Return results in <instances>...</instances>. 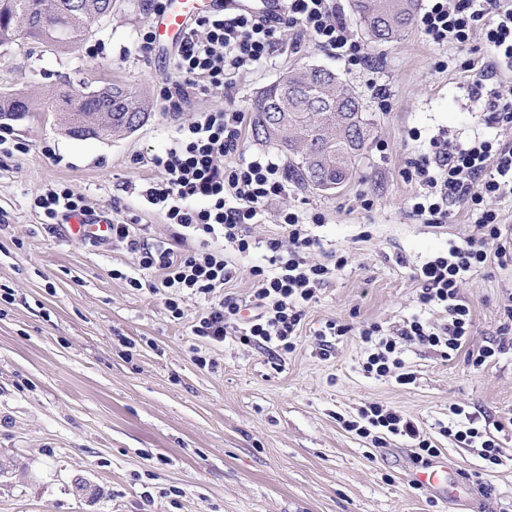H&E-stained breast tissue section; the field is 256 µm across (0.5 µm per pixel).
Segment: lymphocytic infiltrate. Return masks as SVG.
<instances>
[{"label":"lymphocytic infiltrate","instance_id":"lymphocytic-infiltrate-1","mask_svg":"<svg viewBox=\"0 0 512 512\" xmlns=\"http://www.w3.org/2000/svg\"><path fill=\"white\" fill-rule=\"evenodd\" d=\"M417 25L425 40L439 47L462 50L474 36H481L487 63L477 73L472 92L487 114L488 130L463 141L445 135L431 138L428 152L407 164L406 176L418 187L411 199L413 215L428 224H446L460 207L471 217L472 231L450 241L445 252L423 262L416 274L418 304L442 313V322L416 316L393 336L373 323L354 330L369 349L365 371L401 384L414 380L401 358L403 340L435 348L448 358L464 354L477 370L512 351V293L501 307L496 335L475 345L473 307L460 291L466 278L489 266L512 267V225L497 209L499 202L512 200V98L493 86L501 74L512 71V0H426ZM285 28L308 34L349 65L371 66L340 0H283L273 18L236 11L194 20L175 61L184 81L163 87L164 97L178 107L197 87L232 89L238 76L277 52L278 34ZM244 122L243 112L225 108L196 113L179 126L170 145L151 155L157 176L142 192L171 224L170 238H151L145 225L116 218L109 241L134 254L140 269L157 273L153 289L171 318H183L185 296L204 300L206 308L192 324V335L218 346L233 334L260 349L287 352L295 346L306 309L348 260L333 253L326 262L311 261L320 243L309 227L323 222L319 213L282 210L278 221L285 238L260 242L252 237L251 224L285 196L288 178L277 157L244 153ZM34 206L51 227L69 214L88 210L83 196L54 184L36 193ZM261 247L269 265L253 267L250 297L226 293L235 274L234 256L245 257ZM449 411L466 422L460 428L445 427V434L458 443L480 444L484 460L497 463L499 444L479 425L477 415L457 404ZM345 427L376 444L391 434L410 440L428 456L440 453L415 419L376 403L361 406L358 419Z\"/></svg>","mask_w":512,"mask_h":512}]
</instances>
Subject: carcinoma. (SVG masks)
Instances as JSON below:
<instances>
[{
  "instance_id": "carcinoma-1",
  "label": "carcinoma",
  "mask_w": 512,
  "mask_h": 512,
  "mask_svg": "<svg viewBox=\"0 0 512 512\" xmlns=\"http://www.w3.org/2000/svg\"><path fill=\"white\" fill-rule=\"evenodd\" d=\"M110 0H56L58 5L79 3L81 8L51 18L44 0H0V46L18 38L50 43L68 51L89 37L97 15ZM418 0H352V10L374 43L394 42L406 36L415 23ZM112 92L101 93L76 109L94 124L92 113L112 110V125L95 124L91 137L119 139L134 132L133 125L146 122L152 100L144 92L118 81L110 82ZM288 99V109L280 108ZM30 107L21 93L0 94V119L26 116ZM253 138L274 145L289 156L288 177L299 184L331 190L348 182L370 136V122L364 116L359 96L336 73L315 71V66L285 71L264 87L251 104Z\"/></svg>"
}]
</instances>
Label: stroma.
I'll list each match as a JSON object with an SVG mask.
<instances>
[{"label": "stroma", "mask_w": 512, "mask_h": 512, "mask_svg": "<svg viewBox=\"0 0 512 512\" xmlns=\"http://www.w3.org/2000/svg\"><path fill=\"white\" fill-rule=\"evenodd\" d=\"M156 17L152 0H112L111 15L78 48L26 39L0 47V92H23L34 107L6 127L23 151H0V214L8 221L0 228V512H512V352L477 371L464 354L445 359L405 342L414 380L402 385L364 372L366 347L354 333L332 338L326 358L316 338L329 320L387 331L417 314L439 321L416 302V268L472 226L462 211L450 224L413 217L416 186L405 169L439 132L463 140L485 131L472 94L483 43L459 53L414 28L394 43L365 42L378 63L371 72L308 37L294 49L285 29L278 54L232 91L198 92L176 109L159 96L163 83L182 79L176 48L138 49ZM448 58L455 67L436 71ZM299 64L326 67L349 84L372 132L349 183L332 192L291 184L251 227L258 239L279 238V210L319 212L325 220L312 232L324 248L313 261L331 250L348 259L307 309L293 351L271 355L234 336L209 345L190 333L200 302L185 300L183 319L171 320L152 290L156 275L138 271L134 255L44 225L33 198L53 183L93 210L119 205L121 218L169 238V224L139 194L156 176L149 156L194 113L248 111L261 88ZM65 79L75 87L121 81L148 92L154 109L122 139L71 138L51 109ZM374 79L390 92L389 111L369 90ZM362 193L374 198L371 210L361 209ZM116 269L138 276L141 288L113 278ZM510 289L512 269L495 266L463 282L473 344L495 334ZM199 355L207 366L196 363ZM367 403L419 420L448 458L449 483L475 485L478 496L457 503L412 488L422 465L408 442L391 436L376 448L343 427ZM453 403L489 420L500 464L440 435V426L460 422L448 412ZM81 483L100 497L78 495Z\"/></svg>", "instance_id": "1"}]
</instances>
